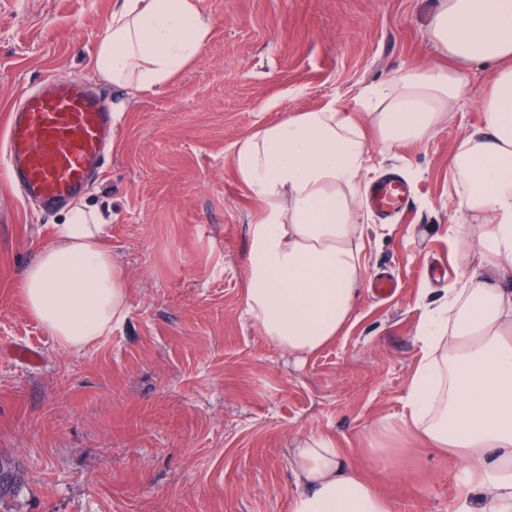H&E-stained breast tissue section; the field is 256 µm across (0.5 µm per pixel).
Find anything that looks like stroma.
<instances>
[{
	"instance_id": "35a3bbf8",
	"label": "stroma",
	"mask_w": 512,
	"mask_h": 512,
	"mask_svg": "<svg viewBox=\"0 0 512 512\" xmlns=\"http://www.w3.org/2000/svg\"><path fill=\"white\" fill-rule=\"evenodd\" d=\"M211 21L196 61L135 96L89 66L116 0H0V131L25 88L76 79L108 94L115 147L82 200L110 223L128 314L110 335L64 350L35 321L20 281L55 242L63 210L29 205L0 170V460L18 472L0 512H289L290 453L329 435L395 512H453L464 476L403 439L365 451L369 426L399 420L422 351L423 314L466 280L450 239L453 147L482 127L494 69L465 74L467 100L421 144H370V179L408 182L405 215L365 210L367 282L343 333L296 363L244 314L259 207L229 159L259 126L414 67H449L425 32L435 0H194ZM399 288L377 296L371 279ZM32 347L31 364L15 349Z\"/></svg>"
}]
</instances>
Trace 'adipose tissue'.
Masks as SVG:
<instances>
[{
  "instance_id": "1",
  "label": "adipose tissue",
  "mask_w": 512,
  "mask_h": 512,
  "mask_svg": "<svg viewBox=\"0 0 512 512\" xmlns=\"http://www.w3.org/2000/svg\"><path fill=\"white\" fill-rule=\"evenodd\" d=\"M209 32L193 0H118L91 66L127 90H151L191 64ZM426 36L453 68L410 69L364 87L354 105L333 99L289 113L232 153L237 181L260 207L245 314L300 361L335 341L366 273L356 187L369 137L387 148L424 142L464 101V69L496 65L484 128L461 139L453 157L464 188L458 207L474 219L461 260L478 258L488 271L449 289L422 317L423 355L402 422L465 471L456 512H512V0H437ZM108 229L98 210L71 205L56 242L24 272L28 310L62 348L111 334L127 315L125 271L103 245ZM290 466L289 512H391L332 438L304 439Z\"/></svg>"
}]
</instances>
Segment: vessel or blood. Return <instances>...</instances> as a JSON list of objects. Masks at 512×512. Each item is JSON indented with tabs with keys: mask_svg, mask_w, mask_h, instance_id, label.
<instances>
[{
	"mask_svg": "<svg viewBox=\"0 0 512 512\" xmlns=\"http://www.w3.org/2000/svg\"><path fill=\"white\" fill-rule=\"evenodd\" d=\"M111 139L112 112L99 94L78 80L49 78L11 109L0 161L25 202L50 210L85 193L104 168ZM408 197L403 182L388 178L372 186L368 204L389 218L403 210Z\"/></svg>",
	"mask_w": 512,
	"mask_h": 512,
	"instance_id": "vessel-or-blood-1",
	"label": "vessel or blood"
}]
</instances>
